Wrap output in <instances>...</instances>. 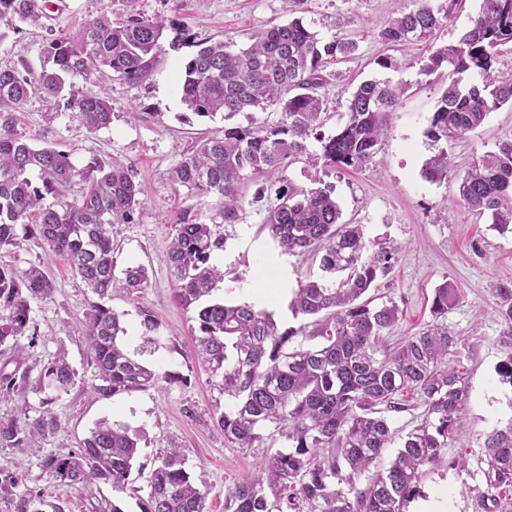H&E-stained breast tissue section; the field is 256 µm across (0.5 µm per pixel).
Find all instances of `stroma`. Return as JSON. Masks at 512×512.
<instances>
[{"label": "stroma", "instance_id": "obj_1", "mask_svg": "<svg viewBox=\"0 0 512 512\" xmlns=\"http://www.w3.org/2000/svg\"><path fill=\"white\" fill-rule=\"evenodd\" d=\"M52 3L41 26L0 22V65L40 71L51 34L73 31L102 9L114 19L126 10L123 0ZM481 3L462 0L430 40L397 46L381 43L374 27L394 10L414 8L415 0H306L302 15L324 37L339 34L358 43L351 58L326 69L321 94L328 119L323 133H334L345 121L348 99L362 81L389 79L409 86L379 144L377 165L332 172L327 180L335 187L345 222L364 225L369 240L387 241L399 249L393 271L375 291L376 296L390 297L401 310L389 336H410L432 322V300L439 285L449 282L457 290L459 299L445 316L449 331L458 338L448 363L463 367L469 396L445 455L450 461L465 456L467 463L428 469L420 485L421 498H435L445 512H483L478 499L487 486L477 461L487 434L512 424V386L496 373L512 352V331L499 315L496 294L500 285H512V236L492 230L489 218L466 209L458 196L463 171L498 143L512 139V105L491 112L479 129L444 145L452 161L446 180L431 182L421 174L425 161L443 147L427 131L448 77L420 74V60L437 47L454 43L471 26ZM138 9L165 24L149 77L129 84L108 71L73 76L64 97L32 98L17 114L19 129L36 136L37 146L71 151L76 168L98 159L117 160L136 171L144 188L143 215L138 223L117 225L115 257L121 268L131 263L145 266L149 287L141 302L116 294L108 305L123 314L132 350L140 345L139 306L152 309L161 321V345L147 361L162 373V380L131 394L92 399L88 387L94 367L80 331L90 293L63 260L48 255L38 238H29L15 251H0V264L25 268L43 263L56 285L51 299L31 304L35 341H20L30 380L9 397H0L2 417L22 414L32 421L48 411L56 419L54 432L41 440L38 450L0 449V473L22 475L18 495H41L45 512H92L95 499L50 479L41 460L48 454L76 451L103 418L124 422L142 436L137 458L142 470L131 475V487L121 492L104 484L99 487L97 499L114 502L122 512H143L147 479L171 446L182 449L196 485L205 491L206 512H224V500L237 479L256 469L264 450L283 445L267 429L258 447L236 448L214 426V413L223 411L229 400L193 357L194 314L173 297L165 254L180 212L195 213L207 224L217 218L214 198L168 178L195 141L224 133L221 117L189 116L181 101L180 75L196 53L197 42L224 40L248 47L259 32L288 21V6L285 0H139ZM386 57L392 61L388 69L379 65ZM96 84L107 87L115 116L109 127L90 133L68 101ZM315 175L314 168L298 160L245 183L239 221L222 227L224 250L218 262L224 280L214 298L272 309L283 329L307 326L306 318L292 316L288 301L300 282L318 275V262L309 254L281 253L261 226L276 188L289 182L308 189ZM60 353L78 377L67 394L46 408L34 380Z\"/></svg>", "mask_w": 512, "mask_h": 512}]
</instances>
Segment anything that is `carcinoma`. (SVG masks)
I'll return each instance as SVG.
<instances>
[{"mask_svg":"<svg viewBox=\"0 0 512 512\" xmlns=\"http://www.w3.org/2000/svg\"><path fill=\"white\" fill-rule=\"evenodd\" d=\"M126 0L118 21L104 11L80 28L48 42L39 72L0 68V250L20 247L36 235L45 250L63 258L94 296L81 322L95 375L90 394L107 400L143 390L161 376L141 357L161 345V322L139 306L141 346L129 352L122 315L104 304L120 292L139 300L149 287L142 265L116 274L112 230L142 216V187L132 167L118 161L77 169L71 152L36 148L17 129L16 113L36 94L58 97L65 78L103 69L127 82L150 73L165 25L149 21ZM459 0L434 7L426 2L386 19L377 27L386 44L421 41L453 15ZM50 0H0V21L41 24ZM512 45V0H482L471 27L459 39L433 51L422 65L428 75L448 71V87L431 120L433 141L458 138L479 128L490 112L512 104V69L498 67L500 47ZM181 79V100L200 118L230 119L254 109H276L272 123L224 127V136L199 140L170 172L173 183L216 199L222 224L239 220L242 186L249 178L285 168L306 157L313 168L342 172L377 164L378 145L388 118L406 87L376 78L351 94L346 121L333 135L321 133L324 72L336 59L351 57L357 43L340 35L329 39L301 18L275 24L257 34L246 49L228 42L198 44ZM84 128H107L114 117L106 88L73 100ZM314 139L319 151L311 153ZM450 158L442 149L424 163V177H448ZM79 195L65 202L72 184ZM458 195L470 211L488 215L491 227L512 234V140L498 143L463 173ZM55 202L47 204V198ZM285 254L319 257L321 275L299 285L290 301L293 315L314 318L310 343L291 345L294 332L280 330L273 314L249 304L212 300L224 280L216 255L224 250L221 224H206L186 211L172 225L165 255L175 298L196 313V358L211 382L232 404L216 417L224 439L253 448L261 431L273 428L286 449L265 455L258 469L242 476L225 500V512H406L424 475L423 467L447 462L444 448L468 400L462 372L448 365L457 338L440 318L457 301L448 282L436 289L434 321L392 349L385 330L398 320L396 302L374 304L367 293L394 267L398 248L370 241L363 225L342 221L334 186L321 179L303 189L291 183L274 191L263 224ZM55 282L41 265L25 269L0 264V347L22 354L19 341L35 336L31 302L52 298ZM499 314L512 336V285L497 288ZM0 365V394L12 393L22 375ZM77 373L64 356L45 365L38 390L49 405L75 384ZM412 392L424 406L423 418L400 437L392 459L381 465L395 432L385 413L400 412L399 398ZM54 429L44 417L31 423L0 418V448L40 447ZM139 454L137 432L108 418L94 424L77 451L48 455L42 467L53 480L79 486L129 481ZM482 472L487 489L512 487V424L488 434ZM367 477L366 486L356 487ZM21 478L0 479V501H14ZM143 512H206V496L193 481L180 449L171 448L150 473Z\"/></svg>","mask_w":512,"mask_h":512,"instance_id":"1","label":"carcinoma"}]
</instances>
